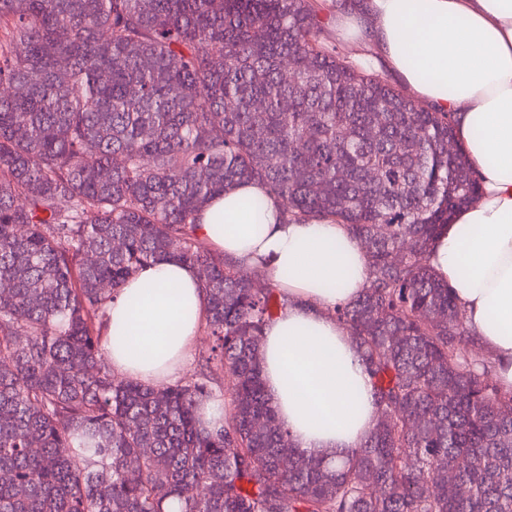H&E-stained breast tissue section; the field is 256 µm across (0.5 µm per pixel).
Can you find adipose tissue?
Wrapping results in <instances>:
<instances>
[{"label": "adipose tissue", "instance_id": "ef3b65f1", "mask_svg": "<svg viewBox=\"0 0 512 512\" xmlns=\"http://www.w3.org/2000/svg\"><path fill=\"white\" fill-rule=\"evenodd\" d=\"M337 29L365 31L370 59L398 74L434 111L451 113L480 185L427 254L452 288L466 328L512 395V0H364ZM265 200L263 222L247 210ZM198 237L215 253L261 271L288 298L262 333L265 389L295 444L339 459L374 427L369 379L337 307L370 282L364 249L346 226L286 221L256 183L214 197ZM206 322L195 268L182 262L131 275L103 317L113 370L154 386L178 378Z\"/></svg>", "mask_w": 512, "mask_h": 512}]
</instances>
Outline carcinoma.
I'll return each mask as SVG.
<instances>
[{"label":"carcinoma","mask_w":512,"mask_h":512,"mask_svg":"<svg viewBox=\"0 0 512 512\" xmlns=\"http://www.w3.org/2000/svg\"><path fill=\"white\" fill-rule=\"evenodd\" d=\"M322 34L309 0H0V512H512V396L426 264L479 197L454 120ZM251 181L369 260L336 316L379 414L339 461L297 448L264 389L287 299L196 234ZM167 260L197 269L213 344L206 380L152 386L94 320ZM210 385L213 393H221L225 397L224 377ZM221 394H214L200 406L202 423L208 428H213L224 420V397Z\"/></svg>","instance_id":"obj_1"}]
</instances>
